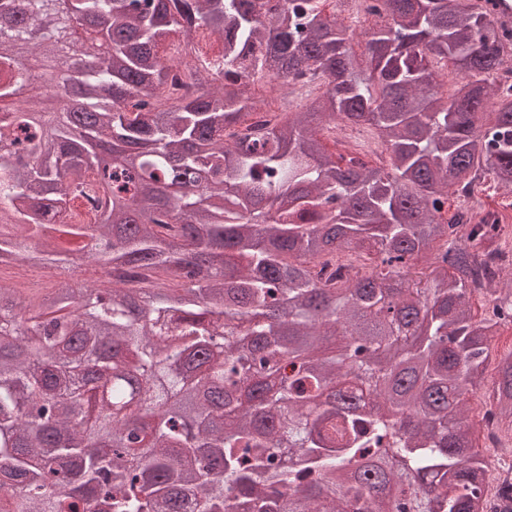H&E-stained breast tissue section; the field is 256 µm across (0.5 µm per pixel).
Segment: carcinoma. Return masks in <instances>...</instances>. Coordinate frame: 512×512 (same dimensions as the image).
Returning <instances> with one entry per match:
<instances>
[{"instance_id": "1", "label": "carcinoma", "mask_w": 512, "mask_h": 512, "mask_svg": "<svg viewBox=\"0 0 512 512\" xmlns=\"http://www.w3.org/2000/svg\"><path fill=\"white\" fill-rule=\"evenodd\" d=\"M289 2L262 20V0H0V264L166 275L0 286V512H489L465 401L512 289L471 315L500 225L442 214L483 176L512 188V41L471 2L383 0L401 22L357 52L319 0ZM72 17L106 49L74 59ZM175 37L184 96L160 53ZM35 55L81 112L33 118ZM440 61L464 75L446 97ZM257 76L321 87L236 144ZM339 118L374 129L389 168L328 151ZM108 141L124 154L100 158ZM91 171L98 220L69 224ZM342 250L364 274L325 273ZM490 398L512 432V351Z\"/></svg>"}]
</instances>
